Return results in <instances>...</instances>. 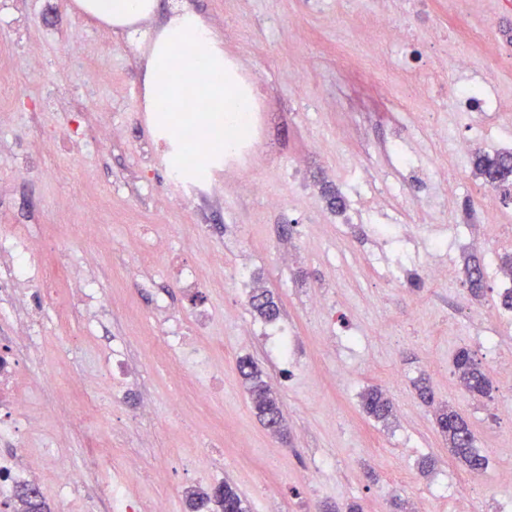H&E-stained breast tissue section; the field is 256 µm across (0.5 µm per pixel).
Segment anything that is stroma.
<instances>
[{
	"label": "stroma",
	"mask_w": 512,
	"mask_h": 512,
	"mask_svg": "<svg viewBox=\"0 0 512 512\" xmlns=\"http://www.w3.org/2000/svg\"><path fill=\"white\" fill-rule=\"evenodd\" d=\"M195 13L224 42L226 55L262 73L267 114L247 172L216 165L203 194L185 207L156 140L144 99L150 41L174 7ZM414 33L434 27L447 42L383 43L379 61L388 93L377 97L363 77L372 63L369 39L351 25L343 0H157L141 18V38L62 9L56 0H0V56L8 87L0 91V238L9 225L28 224L39 240H54L55 258L79 261L98 250L88 272L104 307L83 306L73 286L45 289L32 280L21 297L45 317L32 349L35 367L52 388L32 387L20 421L24 446L0 441V457L36 473L50 512H105L93 485L61 490L55 444L84 466L89 434L111 445L102 473H123L142 512L155 500L188 512L191 493L230 482L251 512H317L319 505L356 503L362 512H512V419L494 405L512 399V314L498 307L512 277L501 260L512 253V201L485 187L472 155L453 151L456 138L491 151L512 146V0H475L470 16L455 0H423L411 17ZM485 32L473 45L471 25ZM95 54L96 92L62 69L61 55ZM469 54L471 77L506 102L497 112H458L446 106L447 83L412 82L414 69L440 55ZM111 140H101L103 131ZM447 138H440V131ZM56 151L44 153V132ZM327 150L312 151L313 142ZM410 155L448 182L439 206L425 175L407 181L397 161ZM34 174L16 178V168ZM263 181L284 202L260 204L244 174ZM339 190L347 208L333 213L325 189ZM95 196L102 218L84 227L83 205ZM207 225L205 234L193 232ZM167 250L141 269L139 287L123 274L134 260L131 242L142 230ZM479 262L485 289L469 290L466 266ZM249 267L246 287L210 283L190 293L175 287L181 267L211 273L215 265ZM274 297L279 315L262 318L253 292ZM206 308L210 327L197 340L211 353L219 383L206 403L193 393L182 410L171 399L193 365L190 353L169 347L162 332ZM250 334H243V327ZM287 331L294 356L283 364L270 328ZM81 346L68 348L66 335ZM123 341L137 381L113 385L102 369L113 340ZM469 349L493 387L484 397L465 392L453 357ZM262 370L284 415L271 433L256 416L237 362ZM426 379L432 402L415 387ZM382 388L394 404L388 421L362 409L361 396ZM111 401V418L72 424L54 393ZM150 405L137 417V401ZM452 406L469 422L487 468L470 472L448 450L435 413ZM274 493H265V486Z\"/></svg>",
	"instance_id": "stroma-1"
}]
</instances>
